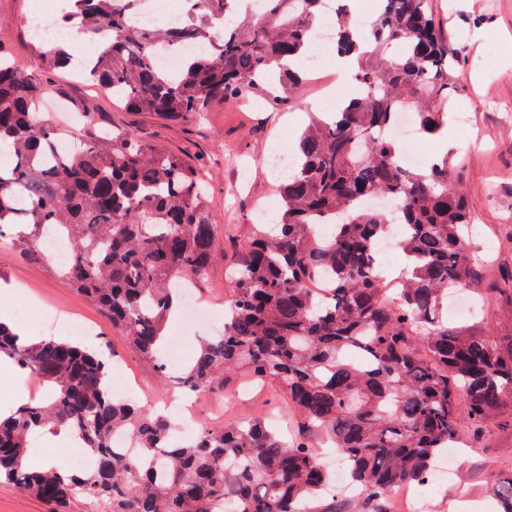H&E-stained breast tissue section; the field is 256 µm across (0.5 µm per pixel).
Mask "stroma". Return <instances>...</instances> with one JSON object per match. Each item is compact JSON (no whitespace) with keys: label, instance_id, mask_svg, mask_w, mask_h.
<instances>
[{"label":"stroma","instance_id":"stroma-1","mask_svg":"<svg viewBox=\"0 0 512 512\" xmlns=\"http://www.w3.org/2000/svg\"><path fill=\"white\" fill-rule=\"evenodd\" d=\"M437 24L448 34L449 48L459 55L455 77L458 92L453 115L468 114L472 124L456 125L452 152L462 162L460 179L484 234L498 247L486 254L473 241L472 254L489 290L478 314V327L495 337L512 336V0H430ZM40 0H0V47L39 81L47 83L43 103L59 127L73 126L75 113L89 119L78 138L99 130L131 131L141 140L161 145L189 163L202 167L210 215L218 227L217 256L207 279L198 286L204 303L215 308L210 324L199 327L176 319L168 327L188 354H195L203 336L224 331V294L229 284L225 258L233 254L258 202L278 208L276 181L265 165L268 153L282 136L298 137L324 87L336 80L334 68L306 76L301 97L286 111L274 112L248 103L215 102L205 119L172 120L137 112L63 71H45L35 54L27 17L40 9ZM24 296L8 299L14 287ZM61 312L83 317L94 327L84 342L115 351L112 390L124 395L125 377L135 378L153 399L152 411L165 412L169 391L155 366L130 353L97 306L67 287L53 272L49 259L34 260L0 242V318L32 338L71 339ZM231 396L193 398L197 425L218 426L230 419L285 416V401L276 385L242 381ZM512 477V411L507 410L471 432L462 449L457 482L434 489L421 487L429 512H459L461 496H469L480 512H494V491Z\"/></svg>","mask_w":512,"mask_h":512}]
</instances>
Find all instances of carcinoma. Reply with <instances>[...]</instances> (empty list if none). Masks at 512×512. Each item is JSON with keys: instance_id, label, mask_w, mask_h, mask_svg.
<instances>
[{"instance_id": "obj_1", "label": "carcinoma", "mask_w": 512, "mask_h": 512, "mask_svg": "<svg viewBox=\"0 0 512 512\" xmlns=\"http://www.w3.org/2000/svg\"><path fill=\"white\" fill-rule=\"evenodd\" d=\"M138 0H65L63 28L98 40L77 72L139 112L202 117L211 101L286 105L303 79L285 65L309 48L325 0H266L261 15L243 0H184L175 28L134 20ZM336 51H361L358 94L339 121L310 116L280 178L281 207L271 224L243 240L224 301V334L201 340L192 362L170 384L199 395L227 390L246 374L282 390L308 430L332 440L351 482L368 502L401 483L420 482L451 441H466L459 410L480 425L512 407V346L444 316L448 292L482 290L469 228L474 208L451 160L421 170L400 163L385 134L397 111L415 113L433 135L457 93L454 59L429 0H379L370 34L350 25L342 0ZM193 50L177 73L157 66L162 46ZM49 70L71 58L45 41L33 44ZM46 86L0 47V239L38 258L50 229L71 261L53 271L93 301L128 347L167 374L161 350L173 293L201 281L215 258L201 170L125 131L79 141L53 160L61 143L40 111ZM400 202L392 216L368 209L369 197ZM335 219L328 238L316 234ZM406 225L398 241L411 263L387 301L375 246L391 219ZM332 280L331 296L308 288ZM422 345L427 358L419 357ZM38 375L46 403L28 402L0 419V479L67 512L78 497L99 512H312L335 482L301 435L286 440L258 417L201 428L174 441L175 426L109 386L112 356L64 341L28 342L0 322V358ZM51 425L77 434L87 469H32L28 435ZM126 433L129 448L112 447ZM501 512H512V480L497 486Z\"/></svg>"}]
</instances>
